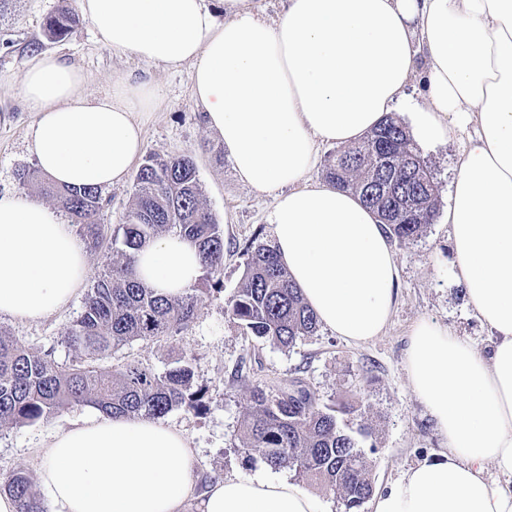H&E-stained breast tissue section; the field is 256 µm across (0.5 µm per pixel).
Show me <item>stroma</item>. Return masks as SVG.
Returning <instances> with one entry per match:
<instances>
[{
    "mask_svg": "<svg viewBox=\"0 0 512 512\" xmlns=\"http://www.w3.org/2000/svg\"><path fill=\"white\" fill-rule=\"evenodd\" d=\"M76 6L77 0H10L0 12V196L26 195L17 173L37 165L26 140L36 115L13 90L34 54L54 52L77 64L92 95L111 91L118 76L151 83L159 90L153 111L139 116L143 152L188 153L194 158L203 201L226 226L224 290L199 294L196 316L179 335L132 342L115 351L106 364L136 362L160 373L190 363L195 386L205 391L207 409L198 416L176 409L163 421L187 437L198 457L196 492L224 476L273 471L239 446L241 424L252 407L251 390L257 385L281 388L297 380L318 405H349V412L339 414L338 420L344 429L359 433L374 489L433 456L440 448L435 423L414 396L405 369L410 331L419 320L429 319L448 325L478 348L488 343V332L474 315L465 286L453 274L447 210L459 139L452 136L418 147L438 186L437 215L421 237L393 245L399 296L382 335L356 346L321 327L293 348L276 347L245 335L225 311L243 276L245 248L255 240L272 241L267 222L270 198L237 180L220 136L204 125L193 98L191 65L169 69L112 53L85 19L65 39H47L46 17ZM85 296V291H78L67 310L35 322L0 316V328L26 349L66 363L70 355L62 339L80 314ZM94 412L88 405L74 406L30 424L0 428V478L19 471L36 477L38 450L50 435Z\"/></svg>",
    "mask_w": 512,
    "mask_h": 512,
    "instance_id": "1",
    "label": "stroma"
}]
</instances>
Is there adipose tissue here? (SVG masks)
Returning <instances> with one entry per match:
<instances>
[{"instance_id":"ef3b65f1","label":"adipose tissue","mask_w":512,"mask_h":512,"mask_svg":"<svg viewBox=\"0 0 512 512\" xmlns=\"http://www.w3.org/2000/svg\"><path fill=\"white\" fill-rule=\"evenodd\" d=\"M78 0L105 46L145 63L193 66V95L238 180L271 196L279 260L320 324L349 343L382 334L399 272L376 215L354 195L308 181L319 145L350 144L420 79L413 136L461 139L448 208L456 277L491 343L478 350L440 323L411 329L405 366L441 450L372 499L373 512H512V0H285L273 23L251 0ZM422 52H415L414 38ZM84 72L35 56L16 88L36 121L27 139L42 172L70 187L123 183L144 146L137 112L157 101L118 78L97 97ZM149 287L176 297L201 274L197 247L164 235L137 255ZM89 273L72 225L41 201L0 196V316L36 321L68 308ZM50 512H183L198 459L154 419L72 422L40 449ZM200 512H322L271 475L211 483Z\"/></svg>"}]
</instances>
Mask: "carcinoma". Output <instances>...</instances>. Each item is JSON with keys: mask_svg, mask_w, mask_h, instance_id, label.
Segmentation results:
<instances>
[{"mask_svg": "<svg viewBox=\"0 0 512 512\" xmlns=\"http://www.w3.org/2000/svg\"><path fill=\"white\" fill-rule=\"evenodd\" d=\"M79 22L62 8L47 17L44 34L62 40ZM39 196L60 200L85 247L99 254V270L81 313L64 343L69 364L36 354L0 329V427L47 419L70 405H90L107 415L163 417L174 409L197 412L188 364L158 374L135 363L102 369L97 361L137 340H161L181 333L195 318L198 294L222 285L224 229L202 201V184L189 154H150L135 175V199L124 222H101L103 198L94 188L54 185L38 168L17 174ZM324 178L359 198L400 243L419 238L433 223L438 190L409 130L388 115L360 141L334 153ZM173 234L193 242L202 274L178 297L145 286L135 273L137 253L155 238ZM243 278L227 312L250 335L290 348L314 334L318 320L280 264L273 247L252 243ZM239 447L272 467H287L307 482L339 494L345 512H359L371 496L369 462L356 438L344 431L338 409L319 407L304 388L274 393L251 390ZM17 512H47L30 478L16 472L0 483Z\"/></svg>", "mask_w": 512, "mask_h": 512, "instance_id": "obj_1", "label": "carcinoma"}]
</instances>
